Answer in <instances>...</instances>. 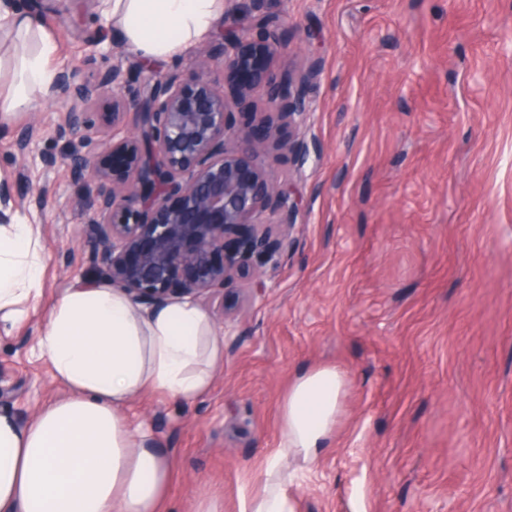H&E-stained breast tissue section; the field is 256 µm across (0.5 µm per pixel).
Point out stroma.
<instances>
[{
  "instance_id": "obj_1",
  "label": "stroma",
  "mask_w": 512,
  "mask_h": 512,
  "mask_svg": "<svg viewBox=\"0 0 512 512\" xmlns=\"http://www.w3.org/2000/svg\"><path fill=\"white\" fill-rule=\"evenodd\" d=\"M11 2L39 12L55 70L87 81L122 64L128 98L145 74L186 76L198 51L222 49L219 22L147 62L102 8ZM285 15L288 48L270 66L278 92L312 110L297 132L312 150L257 164L292 192L293 240L262 293L199 299L224 337L211 391L189 404L148 392L123 413L173 461L170 512H243L282 446L289 382L333 366L341 414L288 488L296 512H512V0H263L243 22ZM80 136L49 93L0 125V183L45 252L40 297L0 322V412L22 423L66 395L36 344L59 294L93 270L88 185L67 158Z\"/></svg>"
}]
</instances>
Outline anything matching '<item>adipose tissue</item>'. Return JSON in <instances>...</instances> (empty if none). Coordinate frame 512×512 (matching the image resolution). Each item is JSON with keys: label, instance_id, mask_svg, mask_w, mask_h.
<instances>
[{"label": "adipose tissue", "instance_id": "1", "mask_svg": "<svg viewBox=\"0 0 512 512\" xmlns=\"http://www.w3.org/2000/svg\"><path fill=\"white\" fill-rule=\"evenodd\" d=\"M127 43L146 60L169 59L207 35L224 0H104ZM20 50L0 93V122L53 85L52 35L33 16L0 6V33ZM44 253L29 224L0 225V317L22 315L41 288ZM67 397L26 425L0 414V512H167L170 457L135 434L121 409L158 392L191 403L224 362V337L189 299L141 309L120 289L89 282L64 288L37 341ZM345 377L335 367L296 374L280 407L284 446L267 461L246 512H295L287 486L315 465L341 409Z\"/></svg>", "mask_w": 512, "mask_h": 512}]
</instances>
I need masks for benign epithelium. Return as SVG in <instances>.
I'll list each match as a JSON object with an SVG mask.
<instances>
[{
  "label": "benign epithelium",
  "instance_id": "1",
  "mask_svg": "<svg viewBox=\"0 0 512 512\" xmlns=\"http://www.w3.org/2000/svg\"><path fill=\"white\" fill-rule=\"evenodd\" d=\"M225 2L220 56H201L187 78L151 76L146 96L129 101L117 93L127 73L116 63L92 82L60 71L52 88L66 121L84 127L83 142L102 147L95 158L79 149L70 156L74 174L99 186L82 214L95 245L94 279L140 304L196 299L239 279L260 291L264 268L278 263L276 253L295 228L289 193L251 162L268 145L273 123L235 121L258 90L288 123L310 119L301 106L281 103L268 66L256 61L288 49L278 32L288 18L257 32L237 25L234 13L238 3L256 7L260 0ZM213 64L236 77L233 96L210 79ZM109 95L112 111L97 123L81 120L79 107ZM132 109L142 117L134 132L126 122ZM14 202L11 188L0 184L1 224L10 222Z\"/></svg>",
  "mask_w": 512,
  "mask_h": 512
}]
</instances>
